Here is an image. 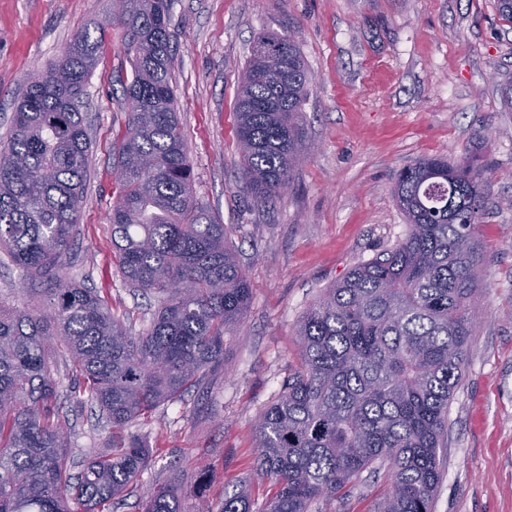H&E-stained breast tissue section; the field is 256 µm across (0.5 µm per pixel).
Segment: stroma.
<instances>
[{
  "label": "stroma",
  "mask_w": 512,
  "mask_h": 512,
  "mask_svg": "<svg viewBox=\"0 0 512 512\" xmlns=\"http://www.w3.org/2000/svg\"><path fill=\"white\" fill-rule=\"evenodd\" d=\"M112 0H0V146L14 102ZM172 85L198 205L223 224L252 299L224 363L204 386L160 406L128 432L147 441L148 466L114 512H139L174 473L209 478L185 512H220L225 491L262 503L253 472L258 415L297 363L298 325L323 288L394 247L407 232L393 195L397 174L435 155L471 158L487 191L476 236L481 293L464 379L448 406V448L434 512H512V23L496 0H173ZM294 33L309 70L303 126L313 146L286 196L260 205L242 178L235 111L238 75L258 34ZM119 27L108 29L87 86L91 178L63 275L97 290L144 330L158 300L129 288L112 250V143L127 110L113 74L129 73ZM76 461L105 451L108 429L72 409ZM387 476L363 478L322 512H371Z\"/></svg>",
  "instance_id": "obj_1"
}]
</instances>
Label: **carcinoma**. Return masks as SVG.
Here are the masks:
<instances>
[{"label":"carcinoma","instance_id":"carcinoma-1","mask_svg":"<svg viewBox=\"0 0 512 512\" xmlns=\"http://www.w3.org/2000/svg\"><path fill=\"white\" fill-rule=\"evenodd\" d=\"M171 5L124 0L97 26L121 25L132 65L131 76H112L129 121L112 144L109 223L122 277L160 296L144 331L132 334L95 290L61 274L89 177L82 107L99 39L78 33L36 74L0 149V249L43 284L33 309L0 301V512H112L150 457L128 425L199 387L247 313L246 270L192 195L171 87ZM309 84L294 34L257 36L239 76L236 132L242 179L261 203L283 197L309 155ZM394 196L404 239L313 301L297 331L299 363L256 422L255 472L275 486L263 512H320V501L383 468L390 482L374 512H433L448 405L474 332L483 170L420 158L399 172ZM63 370L77 380L65 391ZM64 400L112 429L113 452L88 456L79 471ZM204 485L202 474L177 477L141 512H184ZM221 512H251V502L226 492Z\"/></svg>","mask_w":512,"mask_h":512}]
</instances>
